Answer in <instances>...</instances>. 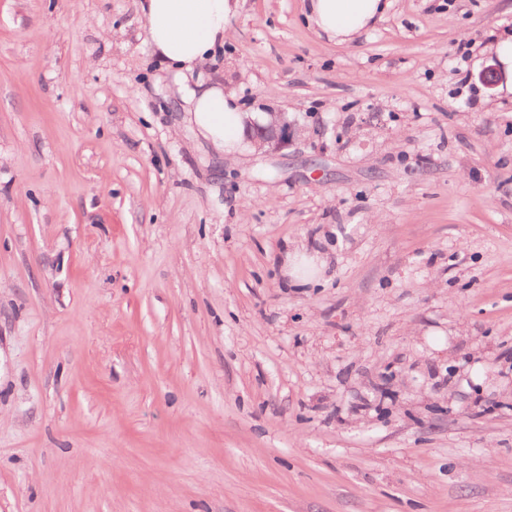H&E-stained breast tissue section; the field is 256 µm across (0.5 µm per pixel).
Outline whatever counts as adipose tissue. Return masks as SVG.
<instances>
[{
  "instance_id": "obj_1",
  "label": "adipose tissue",
  "mask_w": 512,
  "mask_h": 512,
  "mask_svg": "<svg viewBox=\"0 0 512 512\" xmlns=\"http://www.w3.org/2000/svg\"><path fill=\"white\" fill-rule=\"evenodd\" d=\"M241 0H139L153 51L172 74L187 120L221 153L244 149L247 112L219 82L189 84L193 73L229 38L228 23ZM385 0H309L308 18L328 40L345 43L372 28L385 13Z\"/></svg>"
}]
</instances>
